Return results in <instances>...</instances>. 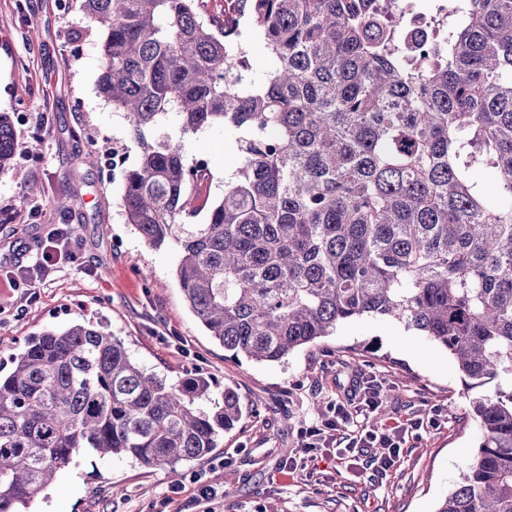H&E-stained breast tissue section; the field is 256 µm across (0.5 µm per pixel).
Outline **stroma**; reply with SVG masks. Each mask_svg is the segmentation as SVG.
Wrapping results in <instances>:
<instances>
[{"mask_svg":"<svg viewBox=\"0 0 512 512\" xmlns=\"http://www.w3.org/2000/svg\"><path fill=\"white\" fill-rule=\"evenodd\" d=\"M38 25L28 37V21ZM101 35L79 0H0V112L27 107L20 140L39 137V154L18 153L0 174V257L33 265L59 224L79 229L76 260H59L45 279L12 289L0 279V371L27 338L75 322L100 321L148 371L178 380L202 369L215 387L232 386L243 415L209 455L146 467L129 457L83 450L28 512H435L473 462L482 432L471 417L473 394L450 354L388 318L362 316L294 350L285 360L230 359L188 307L176 280L180 247H153L122 215L125 169L138 160L123 113L97 92ZM105 137L124 157L122 171L85 165L92 139ZM230 129L185 139L187 162L206 159L210 200L241 164ZM66 195L70 212L44 210L24 191ZM376 377L386 411L361 413L358 428L415 422L387 472L335 470L325 449L303 452L302 432L354 409L361 379ZM296 459L295 476L280 471ZM218 487L208 501L198 482Z\"/></svg>","mask_w":512,"mask_h":512,"instance_id":"1","label":"stroma"}]
</instances>
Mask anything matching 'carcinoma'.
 <instances>
[{
	"label": "carcinoma",
	"instance_id": "obj_1",
	"mask_svg": "<svg viewBox=\"0 0 512 512\" xmlns=\"http://www.w3.org/2000/svg\"><path fill=\"white\" fill-rule=\"evenodd\" d=\"M81 0L103 35L97 87L140 153L125 221L179 238L185 301L230 357L279 362L361 316L448 350L482 431L436 512H512V0H448L414 50L373 0ZM275 67L245 80L236 26ZM178 127L168 130L170 115ZM233 130L242 164L217 201L190 193L184 139ZM0 112V173L20 149ZM484 170L489 184L474 179ZM206 212V223L183 221ZM0 375V512H21L81 449L162 467L210 454L242 418L202 371H146L102 323L30 337Z\"/></svg>",
	"mask_w": 512,
	"mask_h": 512
}]
</instances>
